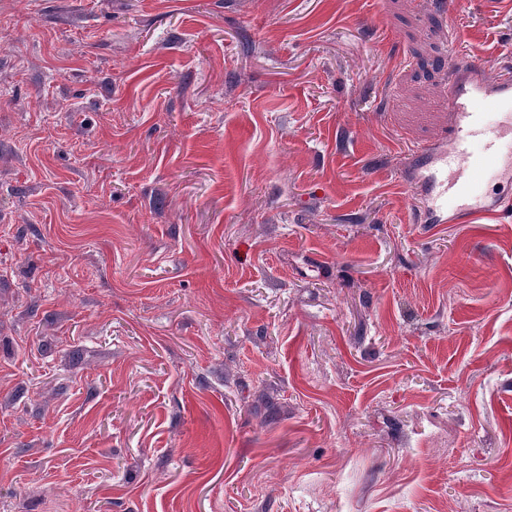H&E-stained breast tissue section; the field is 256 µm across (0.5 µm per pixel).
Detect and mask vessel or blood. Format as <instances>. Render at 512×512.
Listing matches in <instances>:
<instances>
[{"label":"vessel or blood","instance_id":"1","mask_svg":"<svg viewBox=\"0 0 512 512\" xmlns=\"http://www.w3.org/2000/svg\"><path fill=\"white\" fill-rule=\"evenodd\" d=\"M448 132L424 144L420 224H465L481 214L511 220L512 202L488 196L486 180L512 182V74L488 78L483 64L463 61L449 75Z\"/></svg>","mask_w":512,"mask_h":512}]
</instances>
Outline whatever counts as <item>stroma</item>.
<instances>
[{"instance_id": "1", "label": "stroma", "mask_w": 512, "mask_h": 512, "mask_svg": "<svg viewBox=\"0 0 512 512\" xmlns=\"http://www.w3.org/2000/svg\"><path fill=\"white\" fill-rule=\"evenodd\" d=\"M512 0H0V512H512V223L414 221Z\"/></svg>"}]
</instances>
